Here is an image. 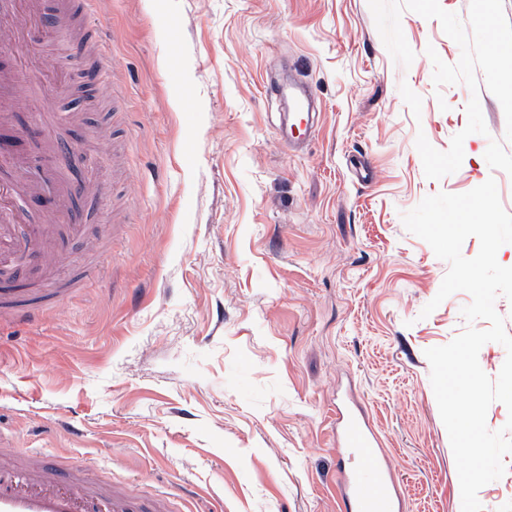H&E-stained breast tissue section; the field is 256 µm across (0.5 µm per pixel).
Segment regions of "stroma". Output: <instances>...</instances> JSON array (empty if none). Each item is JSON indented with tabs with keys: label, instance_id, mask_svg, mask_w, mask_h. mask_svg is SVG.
<instances>
[{
	"label": "stroma",
	"instance_id": "1",
	"mask_svg": "<svg viewBox=\"0 0 512 512\" xmlns=\"http://www.w3.org/2000/svg\"><path fill=\"white\" fill-rule=\"evenodd\" d=\"M109 80L49 30L46 77L78 96L39 105L82 133L78 177L103 185L66 250L90 264L68 302L30 326L0 318V434L89 478L173 488L174 512H344L333 410L350 390L394 475L400 512H462L426 349L464 331L457 292L421 311L448 270L404 213L429 195L512 177L486 87H436L426 54L456 64L438 20L404 11L415 53L394 61L368 0H99ZM290 72L321 112L303 151L279 136L266 81ZM478 96L487 135L428 179ZM367 160L371 180L353 164Z\"/></svg>",
	"mask_w": 512,
	"mask_h": 512
}]
</instances>
